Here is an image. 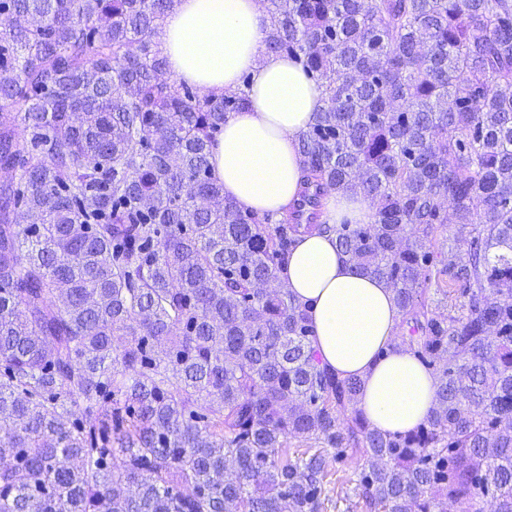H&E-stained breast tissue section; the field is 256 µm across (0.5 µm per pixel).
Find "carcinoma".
Instances as JSON below:
<instances>
[{
  "instance_id": "1",
  "label": "carcinoma",
  "mask_w": 512,
  "mask_h": 512,
  "mask_svg": "<svg viewBox=\"0 0 512 512\" xmlns=\"http://www.w3.org/2000/svg\"><path fill=\"white\" fill-rule=\"evenodd\" d=\"M267 2L322 88L280 217L210 167L245 92L162 79L175 0H0V512H327L354 456L369 512H512V0ZM334 192L373 221L324 223ZM313 231L392 288L417 430L370 426L268 290Z\"/></svg>"
}]
</instances>
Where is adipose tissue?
<instances>
[{"mask_svg": "<svg viewBox=\"0 0 512 512\" xmlns=\"http://www.w3.org/2000/svg\"><path fill=\"white\" fill-rule=\"evenodd\" d=\"M263 0H178L165 20L168 72L207 93L249 77L248 109L231 113L209 158L226 196L257 213L278 212L296 195L298 138L321 97L295 60L267 53ZM365 199L331 194L327 224L369 223ZM279 279L309 310L313 346L342 376L362 381L358 406L375 428L406 433L426 424L437 382L413 355L392 348L401 319L391 288L349 263L335 233L301 235Z\"/></svg>", "mask_w": 512, "mask_h": 512, "instance_id": "obj_1", "label": "adipose tissue"}]
</instances>
